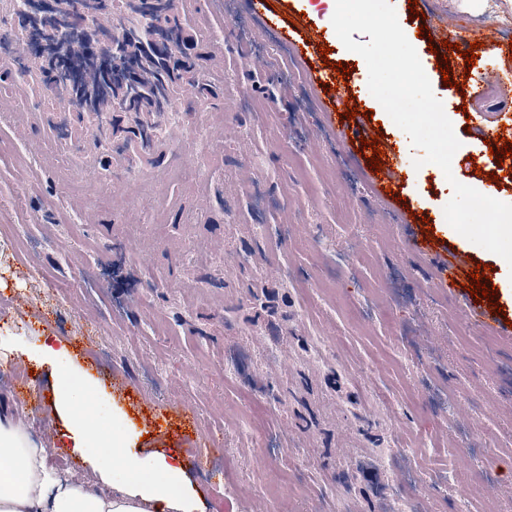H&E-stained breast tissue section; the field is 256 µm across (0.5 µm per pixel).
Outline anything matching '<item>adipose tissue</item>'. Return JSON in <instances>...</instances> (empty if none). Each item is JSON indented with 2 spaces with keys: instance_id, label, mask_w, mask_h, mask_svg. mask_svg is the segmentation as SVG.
Wrapping results in <instances>:
<instances>
[{
  "instance_id": "obj_1",
  "label": "adipose tissue",
  "mask_w": 512,
  "mask_h": 512,
  "mask_svg": "<svg viewBox=\"0 0 512 512\" xmlns=\"http://www.w3.org/2000/svg\"><path fill=\"white\" fill-rule=\"evenodd\" d=\"M56 409L66 436L110 493L50 470L49 451L13 418L0 416V512H203L178 458L130 451L120 419L87 408L93 385L73 366L57 370Z\"/></svg>"
}]
</instances>
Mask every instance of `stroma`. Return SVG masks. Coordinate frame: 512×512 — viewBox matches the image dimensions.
Masks as SVG:
<instances>
[{
	"instance_id": "1",
	"label": "stroma",
	"mask_w": 512,
	"mask_h": 512,
	"mask_svg": "<svg viewBox=\"0 0 512 512\" xmlns=\"http://www.w3.org/2000/svg\"><path fill=\"white\" fill-rule=\"evenodd\" d=\"M461 142L456 180L505 203L512 177L489 182V152L512 128V75L493 95L474 86L497 68V22L512 0H390ZM224 41V73L203 74L197 100L221 112L223 141L193 138L170 164L194 165L170 195L135 175L88 189L72 164L45 166L29 141L52 132L66 154L70 126L51 113L18 139L0 120V397L33 437L53 444L49 467L95 486L83 458L56 447V365L39 349L54 338L118 414L133 451L174 455L207 512H512V325L490 334L467 321V290L433 284V262L405 253L431 227L440 245L468 248L497 292L505 277L493 253L441 231L448 184L416 154L368 89L365 60L348 51L318 0H278L284 21L321 32L327 58L306 60L250 0H201ZM459 20L489 36L471 72L440 70L437 35ZM343 64L361 109L380 124L403 174L398 202L371 192L372 152L348 149L322 110L310 71ZM207 186H200V177ZM153 197L141 223L112 206L126 185ZM75 204L67 222L58 213ZM91 209L99 221L85 224ZM42 383L38 403L22 393Z\"/></svg>"
}]
</instances>
